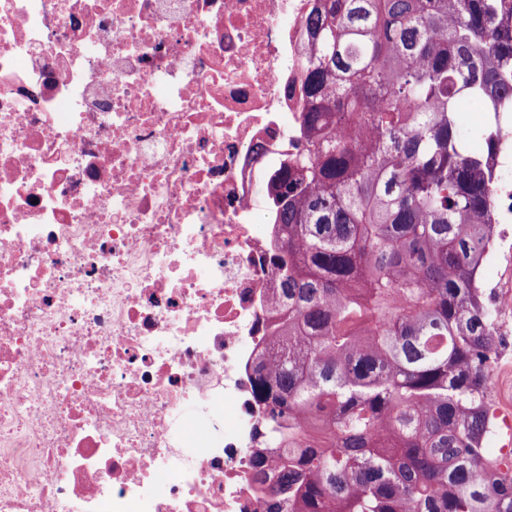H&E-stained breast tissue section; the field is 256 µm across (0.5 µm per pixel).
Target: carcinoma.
Segmentation results:
<instances>
[{"label": "carcinoma", "mask_w": 512, "mask_h": 512, "mask_svg": "<svg viewBox=\"0 0 512 512\" xmlns=\"http://www.w3.org/2000/svg\"><path fill=\"white\" fill-rule=\"evenodd\" d=\"M306 145L271 175L288 302L252 393L291 512H512L493 429L494 128L512 112V0H318L305 20Z\"/></svg>", "instance_id": "carcinoma-1"}]
</instances>
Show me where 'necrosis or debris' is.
I'll return each instance as SVG.
<instances>
[{"mask_svg": "<svg viewBox=\"0 0 512 512\" xmlns=\"http://www.w3.org/2000/svg\"><path fill=\"white\" fill-rule=\"evenodd\" d=\"M314 0H0V512H270L252 482ZM512 224V113L491 112Z\"/></svg>", "mask_w": 512, "mask_h": 512, "instance_id": "1", "label": "necrosis or debris"}]
</instances>
